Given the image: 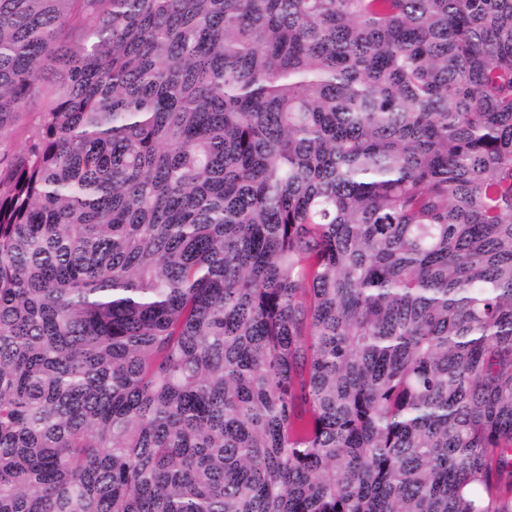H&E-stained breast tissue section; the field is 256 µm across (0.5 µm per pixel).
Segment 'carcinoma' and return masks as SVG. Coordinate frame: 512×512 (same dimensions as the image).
Here are the masks:
<instances>
[{
  "label": "carcinoma",
  "instance_id": "cac0c4a2",
  "mask_svg": "<svg viewBox=\"0 0 512 512\" xmlns=\"http://www.w3.org/2000/svg\"><path fill=\"white\" fill-rule=\"evenodd\" d=\"M0 512H512V0H0Z\"/></svg>",
  "mask_w": 512,
  "mask_h": 512
}]
</instances>
